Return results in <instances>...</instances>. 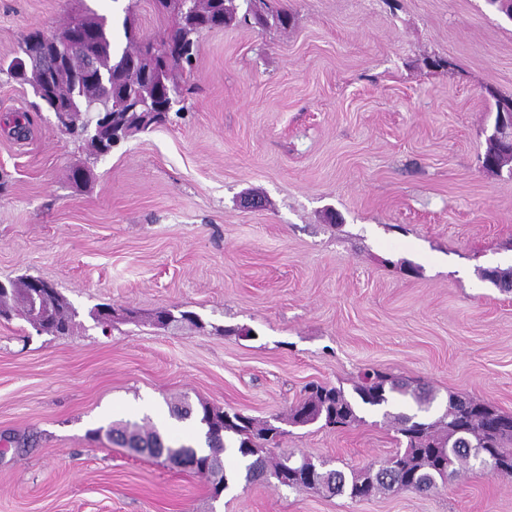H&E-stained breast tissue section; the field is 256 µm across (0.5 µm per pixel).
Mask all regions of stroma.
Returning <instances> with one entry per match:
<instances>
[{
	"instance_id": "1",
	"label": "stroma",
	"mask_w": 512,
	"mask_h": 512,
	"mask_svg": "<svg viewBox=\"0 0 512 512\" xmlns=\"http://www.w3.org/2000/svg\"><path fill=\"white\" fill-rule=\"evenodd\" d=\"M268 2L288 28L205 33L183 117L105 156L0 73V125L26 119L24 136L0 128V281H50L82 323L0 321V512H512V479L478 471L365 501L273 481L215 499L204 476L92 435L129 422L192 442L179 398L270 421L368 366L441 406L459 393L512 413V292L479 276L512 264V175L479 162L491 94L512 95V21L486 0ZM127 6L155 36L151 0H0V60L82 9ZM101 303L138 323L102 331ZM173 307L208 330L155 328ZM281 448L345 470L397 443L368 416L288 426Z\"/></svg>"
}]
</instances>
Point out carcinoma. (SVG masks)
Listing matches in <instances>:
<instances>
[{
	"label": "carcinoma",
	"instance_id": "obj_1",
	"mask_svg": "<svg viewBox=\"0 0 512 512\" xmlns=\"http://www.w3.org/2000/svg\"><path fill=\"white\" fill-rule=\"evenodd\" d=\"M162 19L173 15L174 24L163 31L161 41L167 48L168 60L163 80L143 85L137 83L140 74L153 61L141 46L132 23L135 17L126 8L122 22L125 45H120L108 18L91 11L78 13L64 27L80 34L83 39L65 48L69 63L64 69L48 71L38 79L22 71L29 37L18 45L16 55L8 62H0V72H6L21 88L37 93L38 81H43L47 94L39 96L45 109L53 111V100L74 102L79 114L87 115L86 122L94 123L99 113L110 108L121 113L124 126L115 129L125 140L136 133H144L165 123L168 115L158 114L145 120L139 112L126 111V98L117 90L115 78L122 76L136 85V92L144 99L160 102L181 101V91L175 71L189 64L194 57L200 36L210 30L234 25L236 11L233 0H188L185 9L178 4L164 11L155 8ZM264 26L289 25L291 16L284 11H270L257 16ZM481 278L492 279L500 290L512 291V267L483 269ZM51 309L49 325L54 336H67L79 325L78 311L62 294L47 296ZM0 313L6 317L18 313L28 320L32 316L31 284L29 277L0 285ZM179 326L187 324L199 331L207 324L193 311L169 309L158 312ZM307 397L291 407L288 422L307 426L317 421L325 427L344 428L363 421L364 409L384 410L390 417L403 448L384 461L372 476L364 469H317L313 480H305V471L315 468L307 457L295 459L291 466L284 456L273 449L280 447L283 431L270 422H260L236 410H221L204 402L195 408L188 402L174 406L173 414L180 420L196 418L205 428L206 447L167 446L155 430L128 425L108 427L107 438L126 448L150 457H164L178 468H190L209 479L214 495L235 484L239 478L255 482L272 476L279 485L296 490H324L333 495H347L352 500H365L395 490L429 492L466 470L478 467L477 452L493 448L494 457L505 458L500 476H512V413H505L493 405L469 396L448 394L441 416L431 421L428 414L435 395L424 387L377 369H367L354 385V395L346 394L341 386L311 384L305 388ZM317 420H312V417ZM235 457L242 470L226 469L224 457Z\"/></svg>",
	"mask_w": 512,
	"mask_h": 512
}]
</instances>
